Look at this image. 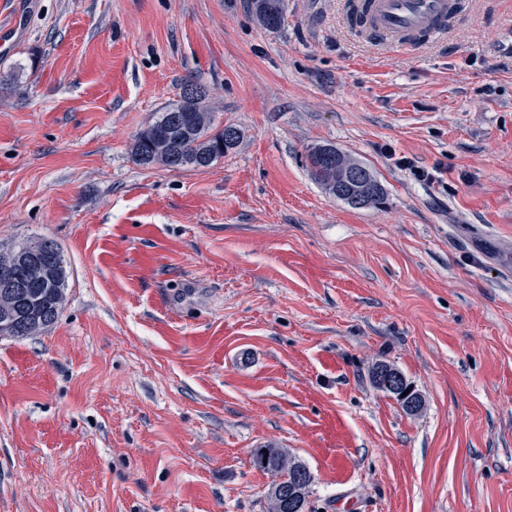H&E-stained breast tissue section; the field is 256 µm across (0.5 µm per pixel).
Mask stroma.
<instances>
[{
	"label": "stroma",
	"instance_id": "1",
	"mask_svg": "<svg viewBox=\"0 0 512 512\" xmlns=\"http://www.w3.org/2000/svg\"><path fill=\"white\" fill-rule=\"evenodd\" d=\"M345 2L271 31L249 0H0V245L53 240L68 276L53 325L0 337V512H267L265 445L315 512H512V0L403 51ZM188 80L237 147L133 163ZM314 145L384 204L328 195ZM327 151L335 154L334 161L328 160L322 156V153ZM306 161L309 172L314 180L318 182L329 195L336 198V167L339 166L341 161L340 154L336 160V148L325 145L312 146L308 150ZM318 165L325 167L317 169Z\"/></svg>",
	"mask_w": 512,
	"mask_h": 512
}]
</instances>
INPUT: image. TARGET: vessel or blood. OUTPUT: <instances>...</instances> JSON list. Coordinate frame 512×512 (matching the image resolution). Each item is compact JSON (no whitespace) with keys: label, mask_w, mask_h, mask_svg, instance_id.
Here are the masks:
<instances>
[{"label":"vessel or blood","mask_w":512,"mask_h":512,"mask_svg":"<svg viewBox=\"0 0 512 512\" xmlns=\"http://www.w3.org/2000/svg\"><path fill=\"white\" fill-rule=\"evenodd\" d=\"M367 26L390 46L412 45L416 36L439 38L455 10V0H359Z\"/></svg>","instance_id":"obj_1"}]
</instances>
